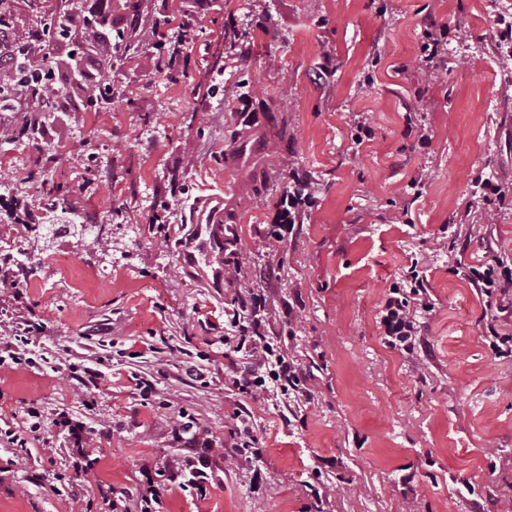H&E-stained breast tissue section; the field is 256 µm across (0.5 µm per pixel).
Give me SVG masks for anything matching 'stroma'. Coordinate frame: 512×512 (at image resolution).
Wrapping results in <instances>:
<instances>
[{"label": "stroma", "mask_w": 512, "mask_h": 512, "mask_svg": "<svg viewBox=\"0 0 512 512\" xmlns=\"http://www.w3.org/2000/svg\"><path fill=\"white\" fill-rule=\"evenodd\" d=\"M186 7L197 23L193 39L170 42L177 79L138 47L105 112L75 103L33 137L0 111L13 131L0 141V248L23 252L10 266L21 289L0 288V339L39 318L36 353L100 372L86 387L0 367V421L28 439L21 450L0 436V512H105L112 493L209 448L205 491L171 484L159 512H512V355L492 349L487 298L469 279L489 250L512 267V195L480 188H512V44L491 34L512 20V0ZM432 21L448 36L428 79ZM355 115L374 132L360 144ZM292 169L314 182L315 202L276 242L267 225ZM53 185L65 189L54 208ZM219 191L225 246L246 256L238 287L180 261L194 200ZM167 207L163 232L152 219ZM76 213L108 225L107 247L70 230ZM45 224L65 231L33 249L30 228ZM414 272L431 309L408 353L386 344L380 313ZM235 304L306 373L304 391L239 389L246 354L224 345ZM32 406L83 425L91 472L71 467L66 428L30 431ZM242 406L261 458L236 449Z\"/></svg>", "instance_id": "obj_1"}]
</instances>
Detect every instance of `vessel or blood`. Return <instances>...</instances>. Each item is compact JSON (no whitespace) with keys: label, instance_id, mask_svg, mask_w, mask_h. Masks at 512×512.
Segmentation results:
<instances>
[{"label":"vessel or blood","instance_id":"vessel-or-blood-1","mask_svg":"<svg viewBox=\"0 0 512 512\" xmlns=\"http://www.w3.org/2000/svg\"><path fill=\"white\" fill-rule=\"evenodd\" d=\"M193 221L181 243L186 269L207 263L215 281L224 276V197L220 194L198 198L192 205Z\"/></svg>","mask_w":512,"mask_h":512}]
</instances>
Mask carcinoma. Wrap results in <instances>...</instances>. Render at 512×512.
I'll use <instances>...</instances> for the list:
<instances>
[{"label": "carcinoma", "instance_id": "carcinoma-1", "mask_svg": "<svg viewBox=\"0 0 512 512\" xmlns=\"http://www.w3.org/2000/svg\"><path fill=\"white\" fill-rule=\"evenodd\" d=\"M13 0H0V110H16L27 98L24 125L37 136L40 118L56 112L71 100L67 77L79 64L86 44H94L96 67L81 72L86 105L100 108L112 100V74L118 65L124 32L112 30V0H99L96 10L88 0H26L21 16ZM66 53H51V48Z\"/></svg>", "mask_w": 512, "mask_h": 512}]
</instances>
